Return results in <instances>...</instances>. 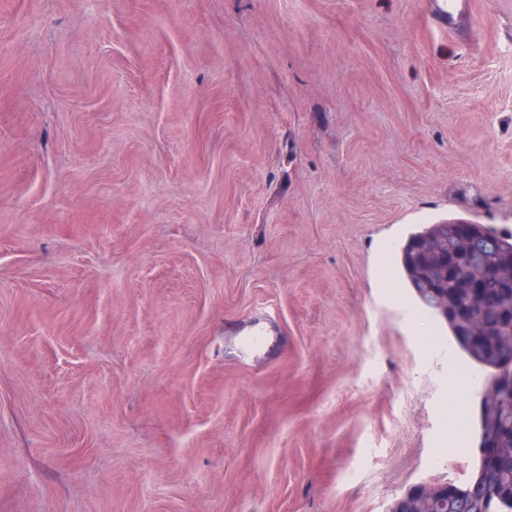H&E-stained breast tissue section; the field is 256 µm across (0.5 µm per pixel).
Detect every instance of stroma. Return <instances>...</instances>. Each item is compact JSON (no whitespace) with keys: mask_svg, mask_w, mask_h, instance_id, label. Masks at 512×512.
<instances>
[{"mask_svg":"<svg viewBox=\"0 0 512 512\" xmlns=\"http://www.w3.org/2000/svg\"><path fill=\"white\" fill-rule=\"evenodd\" d=\"M0 0V512H389L482 388L379 267L512 228V0ZM275 340L243 362L248 322Z\"/></svg>","mask_w":512,"mask_h":512,"instance_id":"1","label":"stroma"}]
</instances>
